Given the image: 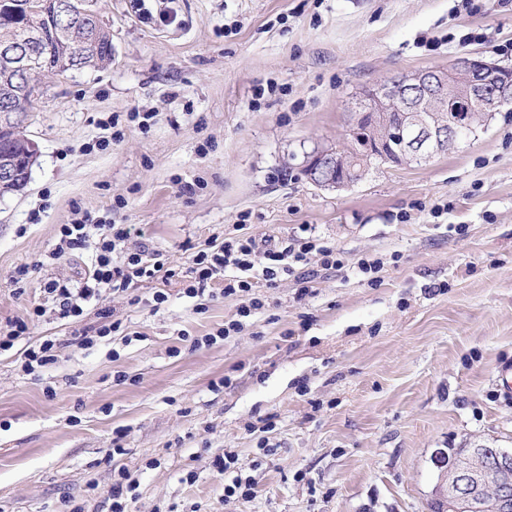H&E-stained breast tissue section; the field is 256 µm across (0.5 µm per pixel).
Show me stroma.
Instances as JSON below:
<instances>
[{
	"mask_svg": "<svg viewBox=\"0 0 512 512\" xmlns=\"http://www.w3.org/2000/svg\"><path fill=\"white\" fill-rule=\"evenodd\" d=\"M166 7L174 22H147ZM95 8L111 64L42 77L22 115L28 184L0 197V326L30 317L61 345L32 374L26 340L0 352V512H111L122 480L127 512H429L437 449L512 448L497 380L512 364V110L429 164H377L342 191L302 173L315 145H348L365 86L468 54L512 67V0ZM114 115L121 141L95 148ZM79 212L129 225L128 248L162 253L176 277L59 319L42 285L90 267L88 251L50 257ZM240 223L279 244L307 226L342 266L311 262L305 295L294 275L260 286L263 310L222 340L243 299L216 284L187 296V268ZM365 258L381 270L361 273ZM157 291L159 310L128 302ZM102 310L120 334L82 346ZM236 477L251 497H225Z\"/></svg>",
	"mask_w": 512,
	"mask_h": 512,
	"instance_id": "35a3bbf8",
	"label": "stroma"
}]
</instances>
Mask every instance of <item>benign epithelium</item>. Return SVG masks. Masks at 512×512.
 <instances>
[{"mask_svg":"<svg viewBox=\"0 0 512 512\" xmlns=\"http://www.w3.org/2000/svg\"><path fill=\"white\" fill-rule=\"evenodd\" d=\"M0 62L22 78L18 93L25 96L35 91L29 54L9 42L0 44ZM505 70L481 57L456 58L446 68H427L405 74L398 83L405 94L395 91V82L365 89L362 97L368 107L354 114L353 130L361 131L364 123L374 127L363 138L362 157L370 160L386 155L392 142L402 155L417 165L431 162L448 147L475 134L477 115L489 121L497 110L512 103V83ZM449 104L446 113L439 104ZM304 166L315 170L309 177L324 188H344L351 181L338 180L322 172L342 166L341 152L316 147L305 153ZM438 482L434 502L440 512H512V460L503 455L499 464L490 468L474 457L465 464L444 451L434 455Z\"/></svg>","mask_w":512,"mask_h":512,"instance_id":"obj_1","label":"benign epithelium"}]
</instances>
